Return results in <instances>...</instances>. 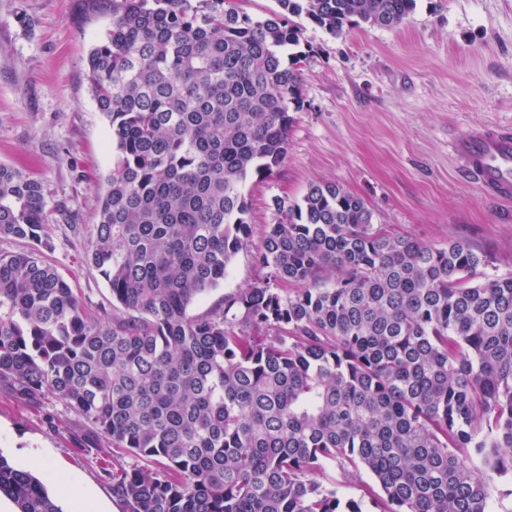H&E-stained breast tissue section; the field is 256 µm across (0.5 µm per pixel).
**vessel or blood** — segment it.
<instances>
[{
	"instance_id": "1",
	"label": "vessel or blood",
	"mask_w": 512,
	"mask_h": 512,
	"mask_svg": "<svg viewBox=\"0 0 512 512\" xmlns=\"http://www.w3.org/2000/svg\"><path fill=\"white\" fill-rule=\"evenodd\" d=\"M462 170L479 189L499 199L512 198V128L482 126L452 144Z\"/></svg>"
}]
</instances>
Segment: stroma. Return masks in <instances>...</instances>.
Masks as SVG:
<instances>
[{
  "instance_id": "stroma-1",
  "label": "stroma",
  "mask_w": 512,
  "mask_h": 512,
  "mask_svg": "<svg viewBox=\"0 0 512 512\" xmlns=\"http://www.w3.org/2000/svg\"><path fill=\"white\" fill-rule=\"evenodd\" d=\"M20 13L29 27L17 23ZM110 22L97 0H0V163L41 181L46 257L97 318L111 312L112 292L85 255L114 150L86 59ZM301 28L303 105L292 114L288 155L272 176L247 182L249 245L189 315L264 278L253 255L279 220L272 199L301 200L322 182L362 198L374 224L427 245L467 241L487 256V273L512 275V201L480 192L449 151L471 127L512 128V0H417L391 29L362 24L333 36L306 20ZM0 455L39 476L64 512H74L72 484L96 495L102 512H125L110 474L147 464L116 453L55 395L28 401L5 381Z\"/></svg>"
}]
</instances>
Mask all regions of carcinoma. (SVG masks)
<instances>
[{"instance_id":"carcinoma-1","label":"carcinoma","mask_w":512,"mask_h":512,"mask_svg":"<svg viewBox=\"0 0 512 512\" xmlns=\"http://www.w3.org/2000/svg\"><path fill=\"white\" fill-rule=\"evenodd\" d=\"M88 80L115 151L87 254L119 313L92 318L50 265L41 183L0 164V381L63 399L112 447L154 458L112 476L126 512H364L315 480L362 468L376 512H488L512 476V277L464 240L373 224L337 183L276 197L254 262L218 287L253 230L244 192L288 154L305 17L331 35L395 28L417 0H103ZM292 284L288 290L284 285ZM15 512H63L0 455Z\"/></svg>"}]
</instances>
